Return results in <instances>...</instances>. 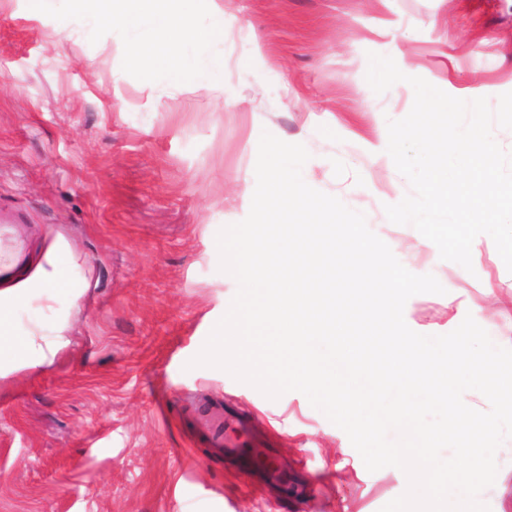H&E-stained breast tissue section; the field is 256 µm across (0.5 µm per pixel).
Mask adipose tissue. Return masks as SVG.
Here are the masks:
<instances>
[{
	"label": "adipose tissue",
	"instance_id": "adipose-tissue-1",
	"mask_svg": "<svg viewBox=\"0 0 512 512\" xmlns=\"http://www.w3.org/2000/svg\"><path fill=\"white\" fill-rule=\"evenodd\" d=\"M71 256L60 236L38 259L25 262L16 254L0 256V377L19 369H41L63 346L65 323H55L52 333L46 335L37 328L18 329L13 314L43 297H62L70 306H77L89 283L86 278L63 273V262Z\"/></svg>",
	"mask_w": 512,
	"mask_h": 512
}]
</instances>
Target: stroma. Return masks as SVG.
Wrapping results in <instances>:
<instances>
[{
  "label": "stroma",
  "mask_w": 512,
  "mask_h": 512,
  "mask_svg": "<svg viewBox=\"0 0 512 512\" xmlns=\"http://www.w3.org/2000/svg\"><path fill=\"white\" fill-rule=\"evenodd\" d=\"M224 38L218 91L138 80L114 32L0 0V226L25 256L63 235L90 287L74 308L40 300L16 321L68 343L42 372L0 378V512H380L402 470L369 472L347 434L299 392L272 400L226 371L188 368L237 291L218 231L249 213L262 132L303 144L309 186L365 213L410 272L444 294L404 308L415 332L473 316L512 348V272L493 240L472 270L426 258L418 231L384 207L410 185L386 151L388 120L412 87L375 94L368 53L464 100L512 92V0H216ZM266 441L301 491L247 492L212 439L202 405ZM480 499L512 512V438Z\"/></svg>",
  "instance_id": "1"
}]
</instances>
